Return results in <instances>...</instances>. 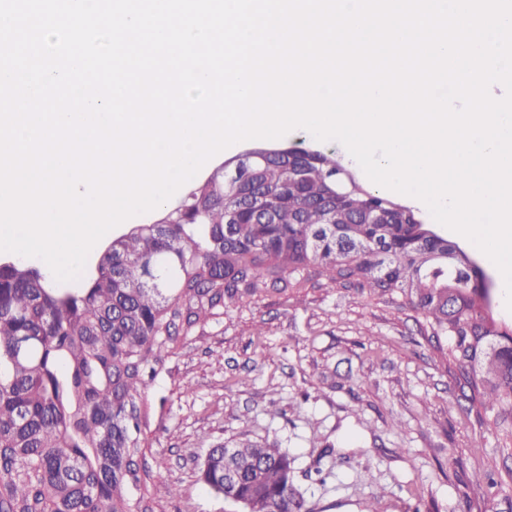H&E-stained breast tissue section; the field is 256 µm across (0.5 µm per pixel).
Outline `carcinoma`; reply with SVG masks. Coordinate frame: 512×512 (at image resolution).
<instances>
[{
	"label": "carcinoma",
	"instance_id": "carcinoma-1",
	"mask_svg": "<svg viewBox=\"0 0 512 512\" xmlns=\"http://www.w3.org/2000/svg\"><path fill=\"white\" fill-rule=\"evenodd\" d=\"M273 190L288 195L275 205ZM336 198V223L320 201ZM273 207L259 224L258 208ZM383 214L382 224L342 216ZM355 277L398 290L451 339L472 406L512 417V324L483 269L416 212L355 182L330 154L257 148L184 184L151 224L112 240L86 287L7 261L0 270V512H154L142 399L181 338L271 287ZM234 472L224 481L225 470ZM208 491L246 512H308L288 453L210 448Z\"/></svg>",
	"mask_w": 512,
	"mask_h": 512
}]
</instances>
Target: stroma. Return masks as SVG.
Returning a JSON list of instances; mask_svg holds the SVG:
<instances>
[{
	"label": "stroma",
	"mask_w": 512,
	"mask_h": 512,
	"mask_svg": "<svg viewBox=\"0 0 512 512\" xmlns=\"http://www.w3.org/2000/svg\"><path fill=\"white\" fill-rule=\"evenodd\" d=\"M266 146L346 158L336 141L298 130L224 156ZM442 234L482 267L496 315L511 323L497 267L462 235ZM449 345L396 292L306 284L231 306L178 343L146 395V461L161 476L147 485L156 512H242L199 474L207 448L241 441L288 453L310 512H366L373 500L378 512H512L504 491L479 478L512 419L499 426L469 411Z\"/></svg>",
	"instance_id": "35a3bbf8"
}]
</instances>
